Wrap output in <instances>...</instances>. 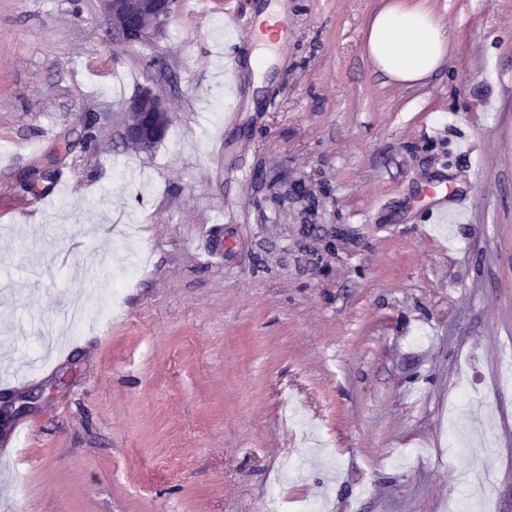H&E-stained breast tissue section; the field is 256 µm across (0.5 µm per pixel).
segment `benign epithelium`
I'll return each instance as SVG.
<instances>
[{"label": "benign epithelium", "mask_w": 512, "mask_h": 512, "mask_svg": "<svg viewBox=\"0 0 512 512\" xmlns=\"http://www.w3.org/2000/svg\"><path fill=\"white\" fill-rule=\"evenodd\" d=\"M175 11V0H97L100 23L112 38L127 45L140 43L142 30L161 32ZM122 137L143 152L150 151L167 131L168 108L150 86L139 89L124 103Z\"/></svg>", "instance_id": "7a95c632"}]
</instances>
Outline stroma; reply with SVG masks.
Listing matches in <instances>:
<instances>
[{"mask_svg":"<svg viewBox=\"0 0 512 512\" xmlns=\"http://www.w3.org/2000/svg\"><path fill=\"white\" fill-rule=\"evenodd\" d=\"M271 1L228 99L224 18ZM393 2L181 0L126 46L96 0H0V393L39 396L0 512H512V0H426L412 86L367 54ZM434 178L469 202L423 224ZM233 30L236 33V48L241 44L272 47L288 39V19L277 15L273 24H259L256 14H237L233 16ZM126 114L122 137L134 143L140 151H150L161 141L168 124L164 120L168 108L164 100L150 86L139 89L124 103Z\"/></svg>","mask_w":512,"mask_h":512,"instance_id":"stroma-1","label":"stroma"}]
</instances>
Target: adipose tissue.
<instances>
[{
	"label": "adipose tissue",
	"mask_w": 512,
	"mask_h": 512,
	"mask_svg": "<svg viewBox=\"0 0 512 512\" xmlns=\"http://www.w3.org/2000/svg\"><path fill=\"white\" fill-rule=\"evenodd\" d=\"M368 50L381 72L395 82L412 84L439 68L448 53V41L429 8L391 6L375 16Z\"/></svg>",
	"instance_id": "adipose-tissue-1"
}]
</instances>
